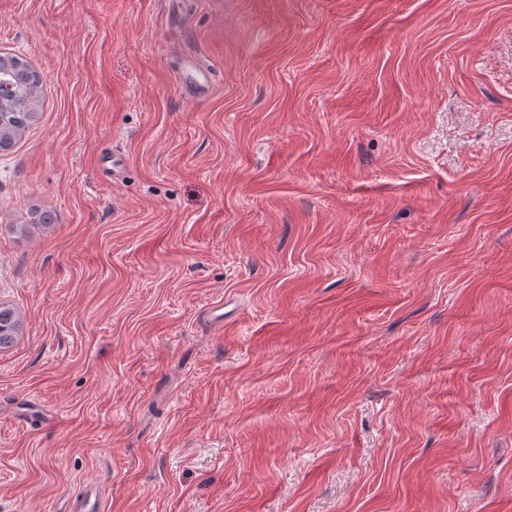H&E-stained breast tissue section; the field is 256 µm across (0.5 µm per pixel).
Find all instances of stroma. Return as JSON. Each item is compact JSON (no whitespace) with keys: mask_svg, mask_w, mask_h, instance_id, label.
<instances>
[{"mask_svg":"<svg viewBox=\"0 0 512 512\" xmlns=\"http://www.w3.org/2000/svg\"><path fill=\"white\" fill-rule=\"evenodd\" d=\"M0 54V512H512V0H0ZM3 59L8 62L6 70L9 78H16L13 79L16 94L21 97H31L29 107L24 109H15L8 100L0 103V151H7L36 121L43 81L40 74L24 58L6 56ZM21 329L20 314L9 307H0V349L11 347L17 340Z\"/></svg>","mask_w":512,"mask_h":512,"instance_id":"stroma-1","label":"stroma"}]
</instances>
